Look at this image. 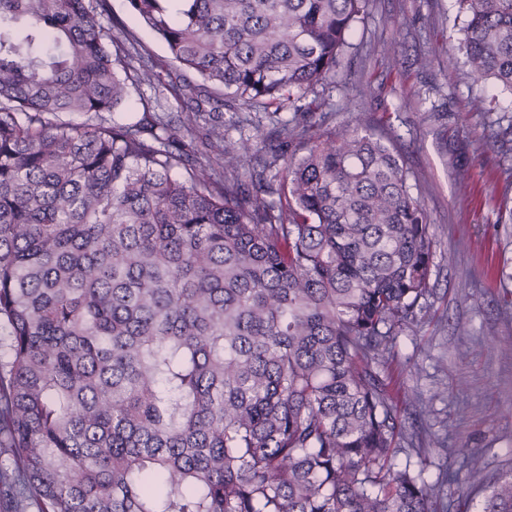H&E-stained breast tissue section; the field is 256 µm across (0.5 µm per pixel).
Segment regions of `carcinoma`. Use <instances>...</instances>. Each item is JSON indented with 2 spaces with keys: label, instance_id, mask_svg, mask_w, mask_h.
<instances>
[{
  "label": "carcinoma",
  "instance_id": "1",
  "mask_svg": "<svg viewBox=\"0 0 512 512\" xmlns=\"http://www.w3.org/2000/svg\"><path fill=\"white\" fill-rule=\"evenodd\" d=\"M0 0V491L35 512L445 507L384 379L434 238L370 125L325 129L367 0ZM448 70L512 95V0H456ZM138 65H132L133 61ZM183 103L112 112L143 85ZM293 117L231 138L223 108ZM77 115L76 122L71 116ZM109 13L120 18L124 23V30L112 29L107 19L103 21L106 32L116 41L124 39L126 33L135 37L141 46L154 58L167 59L169 57L165 44L149 28L142 25L139 19L130 11L126 0H109Z\"/></svg>",
  "mask_w": 512,
  "mask_h": 512
}]
</instances>
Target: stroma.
Segmentation results:
<instances>
[{"label": "stroma", "instance_id": "obj_1", "mask_svg": "<svg viewBox=\"0 0 512 512\" xmlns=\"http://www.w3.org/2000/svg\"><path fill=\"white\" fill-rule=\"evenodd\" d=\"M108 5L124 23L111 38L132 35L154 58H167L127 0ZM456 14L455 0H371L329 91L326 124L368 119L418 178L414 193L434 230L433 273L427 307L394 336L385 375L406 431L424 428L425 442H446L454 453L396 461L423 469L431 482L457 470L441 497L479 501L512 471V416L504 413L512 405V281L498 276L499 267L512 266V225L498 222L502 202L512 203V140L495 138L492 126L512 113V99L449 74ZM423 57L431 62L425 70ZM473 450L483 465L477 481L459 467Z\"/></svg>", "mask_w": 512, "mask_h": 512}]
</instances>
